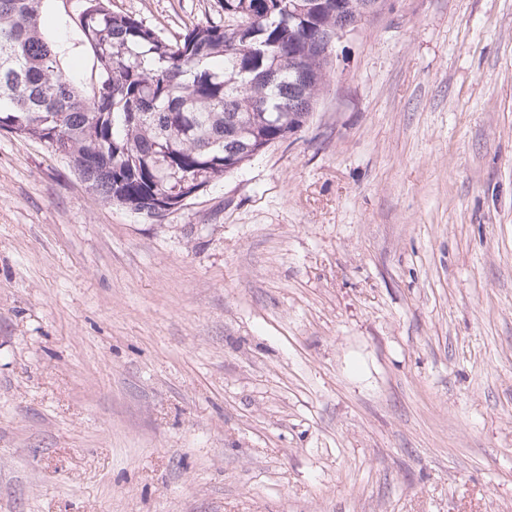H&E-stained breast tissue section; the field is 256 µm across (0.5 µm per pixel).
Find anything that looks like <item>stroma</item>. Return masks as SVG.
<instances>
[{"mask_svg":"<svg viewBox=\"0 0 512 512\" xmlns=\"http://www.w3.org/2000/svg\"><path fill=\"white\" fill-rule=\"evenodd\" d=\"M0 512H512V0H381L161 220L0 131Z\"/></svg>","mask_w":512,"mask_h":512,"instance_id":"35a3bbf8","label":"stroma"}]
</instances>
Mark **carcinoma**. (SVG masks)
<instances>
[{"mask_svg":"<svg viewBox=\"0 0 512 512\" xmlns=\"http://www.w3.org/2000/svg\"><path fill=\"white\" fill-rule=\"evenodd\" d=\"M80 35L90 74L41 28L45 3ZM379 0H223L240 25L170 41L110 0H0V131L69 160L102 202L151 218L296 135L338 33Z\"/></svg>","mask_w":512,"mask_h":512,"instance_id":"carcinoma-1","label":"carcinoma"}]
</instances>
